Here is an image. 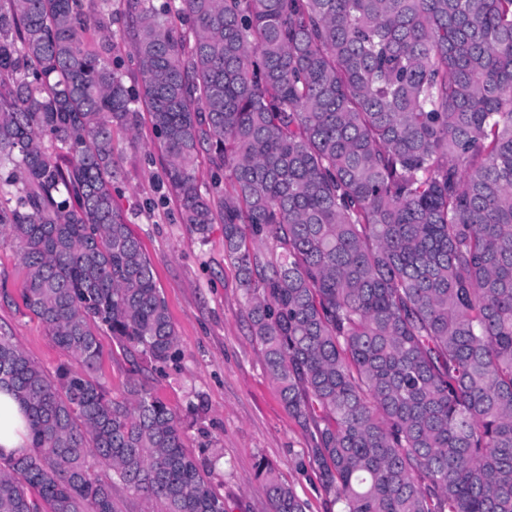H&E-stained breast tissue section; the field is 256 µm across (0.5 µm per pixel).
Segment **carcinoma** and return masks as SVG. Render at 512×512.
Segmentation results:
<instances>
[{"label": "carcinoma", "mask_w": 512, "mask_h": 512, "mask_svg": "<svg viewBox=\"0 0 512 512\" xmlns=\"http://www.w3.org/2000/svg\"><path fill=\"white\" fill-rule=\"evenodd\" d=\"M106 2L0 6V233L24 308L79 363L50 375L0 336L30 441L0 453V512H117L115 479L146 512H225L137 378L135 357H177L112 195L113 133L141 104L183 223L224 225L337 512H512V0H179L187 34L170 4L127 0L132 88ZM103 328L133 357L121 400L96 376ZM257 475L272 512H305L268 462Z\"/></svg>", "instance_id": "cac0c4a2"}]
</instances>
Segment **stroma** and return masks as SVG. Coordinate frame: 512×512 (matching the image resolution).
<instances>
[{
  "label": "stroma",
  "mask_w": 512,
  "mask_h": 512,
  "mask_svg": "<svg viewBox=\"0 0 512 512\" xmlns=\"http://www.w3.org/2000/svg\"><path fill=\"white\" fill-rule=\"evenodd\" d=\"M114 160L125 219L143 243L174 323L179 359L166 367L145 361L140 377L182 420L189 452L204 465L227 512H269L256 477L259 460L304 501L306 512H336L325 494L305 432L284 409L260 346L252 336L243 292L224 259V229L200 238L183 224L168 188L164 158L149 121L117 133ZM20 252L0 240V335L14 337L46 373L73 364L22 305ZM99 376L113 398L126 394L131 364L109 331L99 333Z\"/></svg>",
  "instance_id": "35a3bbf8"
}]
</instances>
